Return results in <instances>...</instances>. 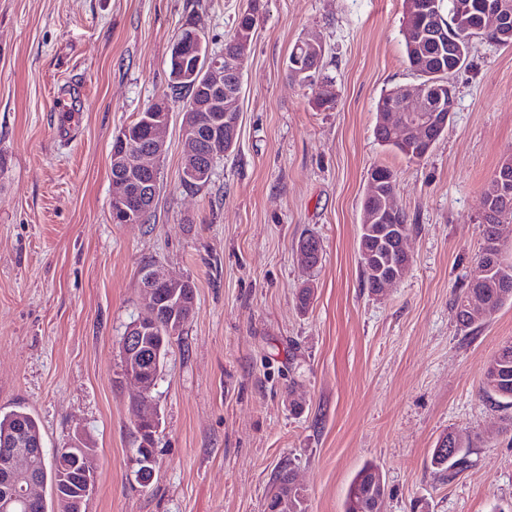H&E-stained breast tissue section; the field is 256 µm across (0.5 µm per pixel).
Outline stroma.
<instances>
[{"label": "stroma", "mask_w": 512, "mask_h": 512, "mask_svg": "<svg viewBox=\"0 0 512 512\" xmlns=\"http://www.w3.org/2000/svg\"><path fill=\"white\" fill-rule=\"evenodd\" d=\"M246 3L0 0V410L32 413L46 449L77 435L93 448L86 512H267L284 466L308 512H344L367 464L386 485L381 512H512V407L480 388L512 339V304L472 331L453 308L483 190L512 154V46L473 43L447 133L412 161L373 135L382 90L418 81L404 0H261L234 152L186 188L173 103L155 208L113 223L112 142L166 93L185 18L199 15L217 53ZM306 39L326 49L334 108L287 74ZM376 166L393 171L412 226L409 269L381 294L357 254ZM308 231L323 248L313 270L297 251ZM148 263L196 298L150 393L160 425L145 487L121 341L146 313ZM451 431L472 446L449 480L430 458Z\"/></svg>", "instance_id": "35a3bbf8"}]
</instances>
